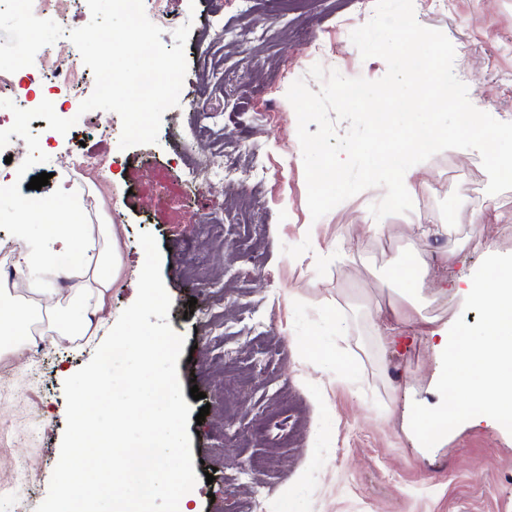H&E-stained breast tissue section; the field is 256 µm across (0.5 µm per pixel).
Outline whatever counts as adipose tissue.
<instances>
[{
	"label": "adipose tissue",
	"mask_w": 512,
	"mask_h": 512,
	"mask_svg": "<svg viewBox=\"0 0 512 512\" xmlns=\"http://www.w3.org/2000/svg\"><path fill=\"white\" fill-rule=\"evenodd\" d=\"M20 212L26 221L16 228L18 270L26 277L27 293L0 289V350H20L30 339L32 326L43 320L61 336L92 335L121 269L111 225L85 223L81 200L69 191L46 204L31 199ZM32 224L42 225L41 237L30 236ZM77 250L83 252L84 261L68 273L73 284L66 304L42 306L40 297L55 292L53 278L60 273L57 257ZM467 294L485 312L481 334L462 329L452 336L435 320L425 322L429 335L440 339L444 379L455 394L451 404L417 415L416 430L428 448L443 437L449 422L464 414L498 415L512 408V288L486 273L468 282Z\"/></svg>",
	"instance_id": "obj_1"
}]
</instances>
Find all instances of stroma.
<instances>
[{"instance_id": "1", "label": "stroma", "mask_w": 512, "mask_h": 512, "mask_svg": "<svg viewBox=\"0 0 512 512\" xmlns=\"http://www.w3.org/2000/svg\"><path fill=\"white\" fill-rule=\"evenodd\" d=\"M413 5L420 25L452 42L471 103L512 122V0ZM144 9L166 46L190 27L179 104L156 143L120 149L119 116L92 110L42 144L47 162L28 171L50 174L40 197L69 190L89 223L109 218L123 270L93 335L66 339L43 324L22 352L0 354V512H35L46 498L66 425L63 383L135 301L143 232L158 243L168 321L185 339L181 387L198 386L205 397L191 409L209 410L188 425L193 512H512V424L469 414L422 447L413 415L451 393L434 340L415 324L383 333L402 304L392 274L409 254L426 266L423 315L481 332L483 313L460 284L491 259L512 261V190L488 195L479 153L451 150L424 162L408 213L374 221L377 187L316 221L307 206L286 93L316 63L348 78L384 76L385 61L362 59L350 40L375 0H146ZM62 59L72 69L59 74ZM32 70L55 76L56 106L78 108L94 90L65 37L36 54ZM74 83L81 98L69 95ZM207 112L223 113V124L204 129ZM82 151L107 167L79 170ZM218 155L238 165L249 207L232 202L233 183L190 181ZM421 224H449L454 235L425 239ZM454 242V260L444 261ZM193 302L213 307L211 321L190 312ZM314 350L328 361L312 364Z\"/></svg>"}]
</instances>
